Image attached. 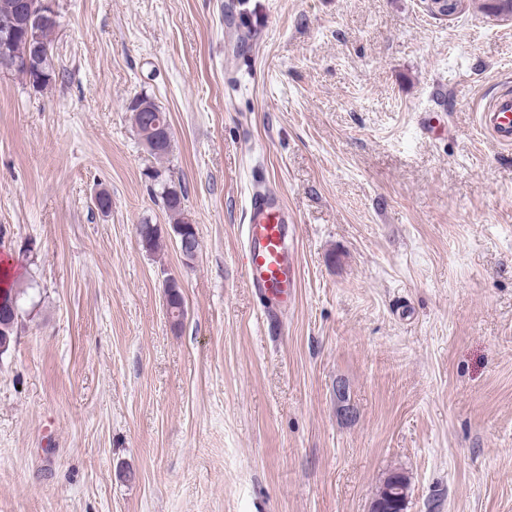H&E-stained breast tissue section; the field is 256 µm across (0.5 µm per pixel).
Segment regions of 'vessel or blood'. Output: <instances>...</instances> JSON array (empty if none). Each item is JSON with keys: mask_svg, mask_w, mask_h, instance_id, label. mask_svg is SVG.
Here are the masks:
<instances>
[{"mask_svg": "<svg viewBox=\"0 0 512 512\" xmlns=\"http://www.w3.org/2000/svg\"><path fill=\"white\" fill-rule=\"evenodd\" d=\"M501 146L512 147V91L494 95L479 115ZM295 230L294 219L280 191L256 183L246 212L242 254L248 287L261 302L265 320L279 319L288 304V293L299 285V269L288 249V237Z\"/></svg>", "mask_w": 512, "mask_h": 512, "instance_id": "b4317fda", "label": "vessel or blood"}]
</instances>
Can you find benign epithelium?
<instances>
[{
	"label": "benign epithelium",
	"mask_w": 512,
	"mask_h": 512,
	"mask_svg": "<svg viewBox=\"0 0 512 512\" xmlns=\"http://www.w3.org/2000/svg\"><path fill=\"white\" fill-rule=\"evenodd\" d=\"M58 15L56 0H37L32 8L20 4L0 15V72L18 75L33 89H38L44 81L45 61L49 58V53L38 41L39 29L57 22ZM20 32L24 33L29 51L17 58L13 47ZM406 493V482L399 477L391 478L384 494L374 500L372 512H383L388 502L400 499Z\"/></svg>",
	"instance_id": "7a95c632"
}]
</instances>
